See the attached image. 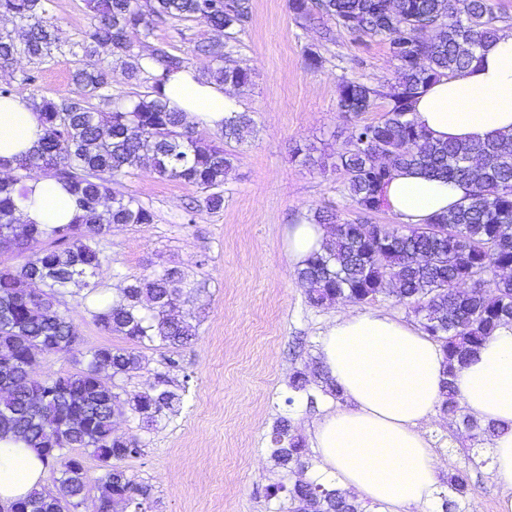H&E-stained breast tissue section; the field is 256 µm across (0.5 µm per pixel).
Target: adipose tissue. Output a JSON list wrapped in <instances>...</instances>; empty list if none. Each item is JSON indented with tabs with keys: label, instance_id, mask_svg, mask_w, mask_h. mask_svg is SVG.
<instances>
[{
	"label": "adipose tissue",
	"instance_id": "obj_1",
	"mask_svg": "<svg viewBox=\"0 0 512 512\" xmlns=\"http://www.w3.org/2000/svg\"><path fill=\"white\" fill-rule=\"evenodd\" d=\"M171 106L188 121L211 130L223 127L237 99L223 85L193 69L174 73L163 88ZM413 117L433 139L471 141L512 133V31L480 51L469 68L430 84L413 103ZM43 127L26 96L0 97V175L40 140ZM469 186L403 171L385 194L390 211L406 224H421L463 200ZM23 224L69 223L77 213L61 182L38 174L15 192ZM327 230L301 222L288 229V262L298 268L322 252ZM330 376L349 401L316 426L312 446L322 479L381 507L412 512L433 501L441 463L423 430L441 401L445 360L439 346L405 322L379 312L343 314L320 339ZM458 399L468 414L498 425L490 441L494 476L504 493L498 512H512V322L501 324L458 366ZM46 459L33 448L0 439V501L21 499L41 488Z\"/></svg>",
	"mask_w": 512,
	"mask_h": 512
}]
</instances>
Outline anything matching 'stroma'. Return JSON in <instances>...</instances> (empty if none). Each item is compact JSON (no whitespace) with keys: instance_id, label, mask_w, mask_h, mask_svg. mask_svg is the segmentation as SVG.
<instances>
[{"instance_id":"35a3bbf8","label":"stroma","mask_w":512,"mask_h":512,"mask_svg":"<svg viewBox=\"0 0 512 512\" xmlns=\"http://www.w3.org/2000/svg\"><path fill=\"white\" fill-rule=\"evenodd\" d=\"M46 10L67 41L77 47L87 42L92 13L86 0H48ZM216 37L201 20H170L155 28L151 41L201 69L208 61L195 54V45ZM311 52L320 55L321 69H307ZM231 62L251 73V84L236 95L239 110L251 113L254 124L242 141L228 145L234 159L223 206H199L196 187L143 170L122 178L114 192L139 200L153 221L113 227L95 288L69 287L59 306L86 352L123 345L122 337L99 329L93 313L99 298L125 281L176 267L200 285L185 307L196 327L191 343L143 350L141 369L123 383L127 392L143 391L163 372L186 388L179 412L153 429H140L131 415L115 426L116 435L141 442L142 455L122 466L151 486V512H276L280 500L268 494L282 479L270 458L275 425L288 419L306 441L326 413L347 405L317 384L303 391L291 386L294 372L309 374L320 366L319 338L328 324L347 312L371 311L419 323L388 295L360 304H310L285 249L289 225L316 208H332L344 220L357 216L344 176L333 168L336 150L355 122L379 120L387 104L379 102L356 120L343 117L338 86L346 78L372 86L392 79L395 63L386 41L359 44L332 21L297 24L288 0H250V20L233 43ZM78 65L68 51L40 64L19 58L0 68V87L75 98ZM305 147L325 160L326 169L295 157V149ZM424 429L447 467L464 466V445L477 448L480 458L490 456L487 436L470 439L465 428H450L443 414ZM468 474L474 490L460 500V512H497L503 489L491 466L469 468Z\"/></svg>"}]
</instances>
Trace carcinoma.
I'll return each mask as SVG.
<instances>
[{"instance_id":"1","label":"carcinoma","mask_w":512,"mask_h":512,"mask_svg":"<svg viewBox=\"0 0 512 512\" xmlns=\"http://www.w3.org/2000/svg\"><path fill=\"white\" fill-rule=\"evenodd\" d=\"M46 0H0L23 34L0 29V63L22 55L42 63L69 45L48 22ZM95 19L83 63L73 75L85 94L101 98L106 111L74 99L32 96L43 136L16 169L49 170L75 196L78 214L51 228L30 225L19 233L15 211L17 180H0V439L11 437L38 448L56 466L53 495L34 490L21 499L27 512H73L88 491L84 458L74 448H89L104 470L97 489L105 512H148L150 488L121 462L142 452L135 438L113 435L115 381L141 368V350L177 349L195 337V326L172 315L184 303L189 283L176 269L134 278L95 313L105 332L123 337L125 346H100L73 372L53 379L32 376L35 356L78 351L77 330L58 310L69 285L94 277L105 256L101 241L116 224H150L152 212L133 197L116 196L112 184L150 164L158 176L195 186L210 210L224 204V180L232 167L224 145L240 139L251 124L245 112L224 120V143H202L184 113L169 106L163 87L170 74L188 68L187 59L148 38L167 19H203L224 32L223 41H204L195 52L211 66L205 77L219 84L245 86L250 74L226 65L230 41L245 29L250 0H89ZM296 20L317 15L336 22L364 44L386 40L396 62L384 89L344 80L338 87V112L358 117L379 99L388 100L382 118L353 127L337 152L358 218L341 220L328 207L308 217L326 226L329 239L312 255L298 277L309 286L316 306L344 299L365 303L393 294L412 308L421 327L439 344L447 363L440 409L475 438L492 434L463 413L452 378L456 365L479 347L505 320L512 321V134L477 142H436L410 118L416 96L442 77L467 68L477 53L503 32L489 0H289ZM142 36L133 51L132 37ZM124 65L129 78H145L148 90L134 99L102 93L112 70L101 56ZM152 67L145 68L141 61ZM419 169L472 186L467 199L425 224H374L387 209L384 188L396 172ZM39 282L44 290L31 284ZM112 371L102 382L97 368ZM182 395L160 374L149 391L133 394L127 411L151 429L178 412ZM271 458L293 477L306 468L305 448L286 419L273 430ZM443 512H456L458 499L471 492L468 472L448 473ZM370 504L316 481L297 479L277 512H370Z\"/></svg>"}]
</instances>
